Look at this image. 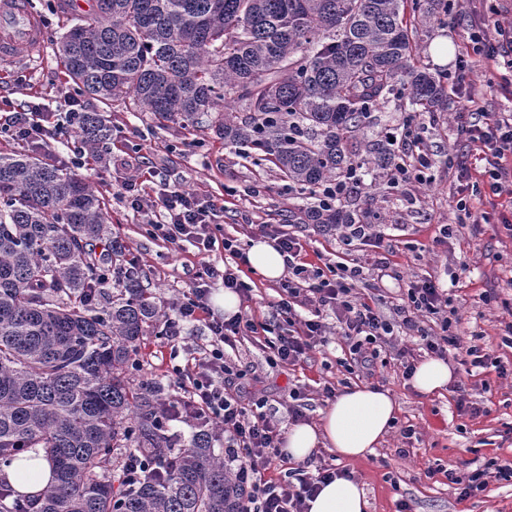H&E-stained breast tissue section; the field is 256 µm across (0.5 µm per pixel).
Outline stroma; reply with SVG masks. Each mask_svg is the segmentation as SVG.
Here are the masks:
<instances>
[{"label":"stroma","instance_id":"1","mask_svg":"<svg viewBox=\"0 0 512 512\" xmlns=\"http://www.w3.org/2000/svg\"><path fill=\"white\" fill-rule=\"evenodd\" d=\"M29 4L44 16L52 40L29 69L0 73V109L36 103L50 131L67 120L63 95L68 86L53 40L62 34V24L71 9L69 0H29ZM482 10L481 0H458L443 26L418 29L422 61L431 71L442 75L452 72L457 57L467 56L465 82L474 99L469 102L452 92L447 111L423 114L421 141L407 152L412 155L422 148L429 153L432 166L428 181L402 188L383 177L372 198L358 196L360 207L382 215L385 237L380 247L359 245L349 256L367 269L359 292L365 298L378 299L385 311L396 303L400 284L432 279L449 289L459 317L456 332L512 366V347L504 342L505 328L512 323V232L500 224H484L475 231L461 228L446 243L434 241L439 226L457 218V164L476 163L457 131V113L512 111V85L504 84L501 67L471 47L470 31ZM440 39L454 48L453 57L445 61L437 60L431 52L432 44ZM83 102L86 111L102 113L112 127L113 152L98 163L77 165L73 147L65 138L43 147L0 135V151L38 153L77 173L98 191L113 235L128 245L144 285L157 297L161 313H172L200 261L220 266L229 255L220 245L202 255L193 243L174 246L155 237L148 223L162 221V214L144 216L121 200L124 183L141 168L153 173L149 192L175 185L223 200L224 213L218 219L220 236L245 243L259 224H282L300 238L307 252L321 253L324 261L336 262L335 231H316L302 222L304 210L315 205V198L281 180L276 172L255 165L238 147L225 144L211 122L183 129L159 123L150 113L133 111L120 101L107 106L87 96ZM380 256L388 257L396 277H378L373 265ZM208 334L205 323L196 322L188 325L184 339L175 347L157 336L145 337L141 346L144 373L160 380L168 397H175L179 390L170 373L172 365L185 364L193 349L206 343ZM341 354L340 346L332 343L315 351L307 364L280 371L268 366L260 333L241 338L225 351L228 359L252 369L257 378L253 388L265 396L266 411L283 433L293 425L288 413L289 385L304 386L305 414L310 423L318 422L329 405L322 392L325 383L381 386L391 392L400 407L392 431L373 454L345 464L362 484L370 502L369 512H397L402 501L412 512H512L511 482L489 478L483 492L463 499L446 477L447 470L460 467L465 460L512 464V373L502 376L490 367L470 377L458 359L447 356L455 381L466 383L472 402L480 409L476 415L461 414L455 408L453 386L420 394L394 366H380L374 376L358 378L338 365ZM408 428L413 431L409 437L404 434Z\"/></svg>","mask_w":512,"mask_h":512}]
</instances>
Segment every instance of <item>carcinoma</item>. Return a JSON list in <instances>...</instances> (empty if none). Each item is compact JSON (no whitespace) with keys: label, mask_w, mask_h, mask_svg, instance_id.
<instances>
[{"label":"carcinoma","mask_w":512,"mask_h":512,"mask_svg":"<svg viewBox=\"0 0 512 512\" xmlns=\"http://www.w3.org/2000/svg\"><path fill=\"white\" fill-rule=\"evenodd\" d=\"M446 13L443 0H95L56 49L69 85L160 122L186 128L239 105L242 117L216 116L224 143L315 192L402 162L389 141L359 140L374 108L448 111L414 38ZM79 134L95 150L112 127L92 113ZM307 218L380 221L349 195ZM111 237L90 184L0 152V463L32 449L53 467L35 495L0 476V512H237L224 451L204 430L182 443L160 416L164 386L140 375L160 310ZM134 453L144 467L127 485Z\"/></svg>","instance_id":"cac0c4a2"}]
</instances>
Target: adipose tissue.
Instances as JSON below:
<instances>
[{
	"label": "adipose tissue",
	"mask_w": 512,
	"mask_h": 512,
	"mask_svg": "<svg viewBox=\"0 0 512 512\" xmlns=\"http://www.w3.org/2000/svg\"><path fill=\"white\" fill-rule=\"evenodd\" d=\"M398 409L389 391L372 386L345 389L323 412L319 423L293 425L284 439L283 451L295 462L305 461L318 448L329 449L340 460L366 457L390 433ZM0 474L29 495L47 486L52 477L45 458L31 460L23 453L0 466ZM368 508L363 487L339 477L321 487L310 501L308 512H368Z\"/></svg>",
	"instance_id": "adipose-tissue-1"
}]
</instances>
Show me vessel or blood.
I'll use <instances>...</instances> for the list:
<instances>
[{"label":"vessel or blood","instance_id":"b4317fda","mask_svg":"<svg viewBox=\"0 0 512 512\" xmlns=\"http://www.w3.org/2000/svg\"><path fill=\"white\" fill-rule=\"evenodd\" d=\"M47 34L27 0H0V68L34 61Z\"/></svg>","mask_w":512,"mask_h":512}]
</instances>
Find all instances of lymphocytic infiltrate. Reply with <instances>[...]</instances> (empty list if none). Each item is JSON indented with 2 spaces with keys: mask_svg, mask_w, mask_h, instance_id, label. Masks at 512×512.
<instances>
[{
  "mask_svg": "<svg viewBox=\"0 0 512 512\" xmlns=\"http://www.w3.org/2000/svg\"><path fill=\"white\" fill-rule=\"evenodd\" d=\"M503 34L497 7H489L474 41L481 44L486 59L501 61L503 68L512 72ZM457 128L484 160L483 175L492 194H500L503 182L512 180V168L504 163L506 153L512 152V113L497 112L480 118L472 112H461ZM123 199L137 212L162 210L165 221L155 230L171 244L191 241L198 250L209 252L220 243L233 257L243 255L237 239H217L216 219L221 208L215 201L201 200L198 193L172 187L154 197L139 189L133 179L126 183ZM260 234L274 241L285 257L286 275L274 308L285 318L287 330L273 332L270 324H256L242 314L207 319L208 298L215 281H222L225 288L244 299L252 287L244 280L242 269L228 266L221 270L202 264L177 303L174 316L165 320L162 333L174 343L188 324L202 320L210 332V346L194 361L174 366L175 375L188 379L189 384L182 396L168 404L167 414L170 420L214 430L216 437L223 439L224 466L240 492L238 512H307L308 502L321 483L338 477L340 471L323 464L311 470L303 464L286 470L279 479L265 478V471L283 459L279 430L263 409L264 398L247 382L246 370L224 357L225 347L233 345L237 337L267 332V362L281 370L310 361L316 348L327 345L331 326L327 320L331 317L349 347V356L341 365L351 374L373 375L377 359L383 357L398 363L404 378H411L416 355L412 349L392 342L398 330L419 336L426 350L437 356L456 350L474 368H487L496 360L479 346L465 344L462 336L453 332L456 310L447 290L434 281L409 282L399 302L386 313L379 305L358 298L356 288L365 279L362 265L307 261L299 238L277 224L261 225ZM432 323L437 325V332L429 331Z\"/></svg>",
  "mask_w": 512,
  "mask_h": 512,
  "instance_id": "1",
  "label": "lymphocytic infiltrate"
}]
</instances>
